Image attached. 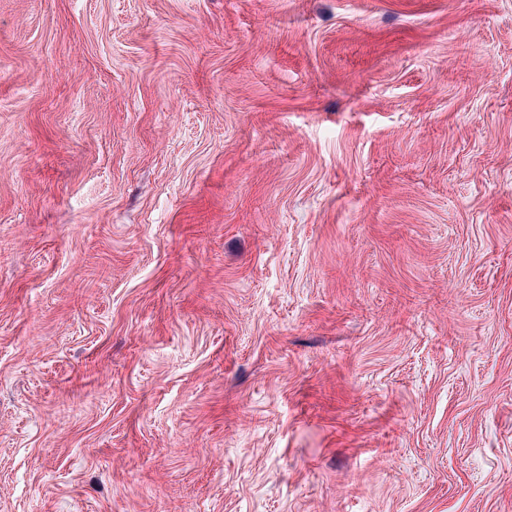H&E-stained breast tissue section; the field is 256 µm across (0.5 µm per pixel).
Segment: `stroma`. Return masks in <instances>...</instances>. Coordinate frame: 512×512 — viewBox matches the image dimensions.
<instances>
[{"label": "stroma", "mask_w": 512, "mask_h": 512, "mask_svg": "<svg viewBox=\"0 0 512 512\" xmlns=\"http://www.w3.org/2000/svg\"><path fill=\"white\" fill-rule=\"evenodd\" d=\"M0 512H512V0H0Z\"/></svg>", "instance_id": "obj_1"}]
</instances>
